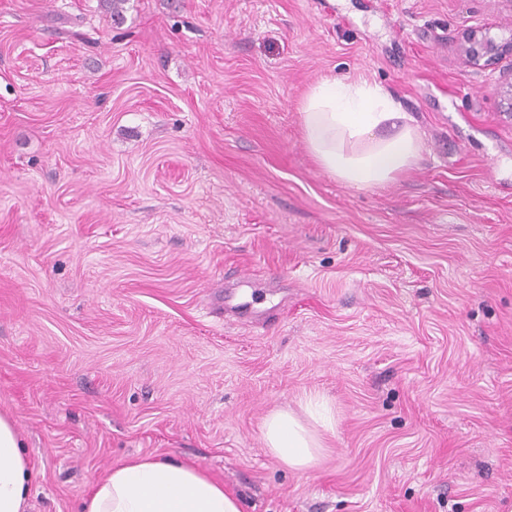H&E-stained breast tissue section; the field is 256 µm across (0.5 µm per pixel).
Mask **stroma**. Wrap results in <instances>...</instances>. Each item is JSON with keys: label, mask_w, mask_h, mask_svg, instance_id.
Instances as JSON below:
<instances>
[{"label": "stroma", "mask_w": 512, "mask_h": 512, "mask_svg": "<svg viewBox=\"0 0 512 512\" xmlns=\"http://www.w3.org/2000/svg\"><path fill=\"white\" fill-rule=\"evenodd\" d=\"M512 0H0V413L80 512L138 455L244 512H512ZM365 79L425 152L355 189L300 98ZM329 410L294 470L265 417ZM492 27L463 30L456 39L460 59L476 70L489 69L506 56L512 57V31L507 38L492 34Z\"/></svg>", "instance_id": "obj_1"}]
</instances>
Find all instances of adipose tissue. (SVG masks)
I'll return each mask as SVG.
<instances>
[{
    "instance_id": "ef3b65f1",
    "label": "adipose tissue",
    "mask_w": 512,
    "mask_h": 512,
    "mask_svg": "<svg viewBox=\"0 0 512 512\" xmlns=\"http://www.w3.org/2000/svg\"><path fill=\"white\" fill-rule=\"evenodd\" d=\"M300 113L309 153L347 186H385L422 158L419 125L379 85L321 80L303 95ZM262 433L273 456L296 470L309 468L323 447L317 429L286 409L270 413ZM40 473L14 420L0 414V512H27ZM82 512H243V501L190 463L137 456L92 483Z\"/></svg>"
}]
</instances>
